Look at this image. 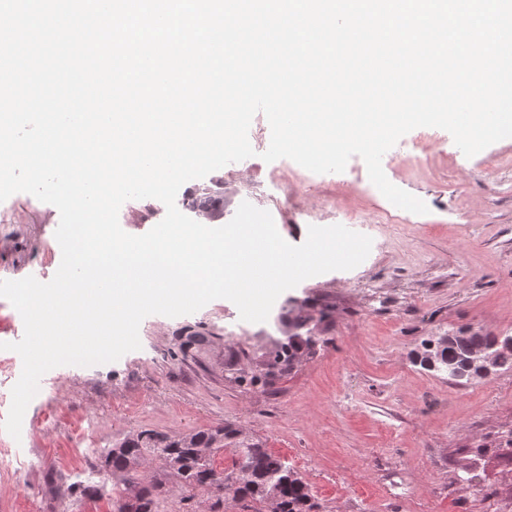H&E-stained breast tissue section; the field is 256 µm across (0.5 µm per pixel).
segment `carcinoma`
<instances>
[{
    "label": "carcinoma",
    "instance_id": "carcinoma-1",
    "mask_svg": "<svg viewBox=\"0 0 512 512\" xmlns=\"http://www.w3.org/2000/svg\"><path fill=\"white\" fill-rule=\"evenodd\" d=\"M220 200L208 194L189 202L193 211L212 217L223 214ZM315 346L308 336L297 333L288 336V343L271 341L265 353L270 368L291 366L300 353ZM417 356L419 364L437 372H449V378L459 384L489 377V374L512 369V336H491L469 328H461L447 336H432L421 342ZM485 351L491 358V373L474 363L473 354ZM228 444L235 445V458L230 471L214 465L215 453ZM165 461L169 475L189 492L221 489L228 482L234 487L237 500L246 505H265L275 499L277 512H313L310 485L282 459L264 448L259 441L240 437V432L228 426L199 430L194 433L168 436L142 431L124 438L104 455L103 468L122 486L117 500V512H159L165 483L157 478L144 483L139 470L150 457Z\"/></svg>",
    "mask_w": 512,
    "mask_h": 512
}]
</instances>
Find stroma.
Returning a JSON list of instances; mask_svg holds the SVG:
<instances>
[{
	"mask_svg": "<svg viewBox=\"0 0 512 512\" xmlns=\"http://www.w3.org/2000/svg\"><path fill=\"white\" fill-rule=\"evenodd\" d=\"M424 132L417 157L392 149L382 167L428 213L377 224L384 200L364 192L360 157L325 174L287 158L265 162L267 119L256 114L254 156L186 182L178 199L219 189L224 220L250 202L294 245L309 226L356 211L355 232L372 238L368 257L283 292L265 322L241 321L231 301L216 299L189 315L147 316L140 349L118 361L45 373L20 439L0 431V512H115L118 493L97 467L113 444L144 430L224 425L285 460L309 483L319 512H512V463L499 446L512 431V370L458 384L415 360L423 339L462 327L512 335V138L468 158L447 131ZM165 214L159 200L133 199L119 223L142 235ZM59 222L55 206L30 194L0 202V281H50L62 260ZM292 312L308 317L318 342L263 384L264 354L271 340H285ZM194 332L205 343L185 347ZM23 334L20 314L0 298V422L22 372L6 345ZM86 481L100 497L72 493Z\"/></svg>",
	"mask_w": 512,
	"mask_h": 512,
	"instance_id": "1",
	"label": "stroma"
}]
</instances>
